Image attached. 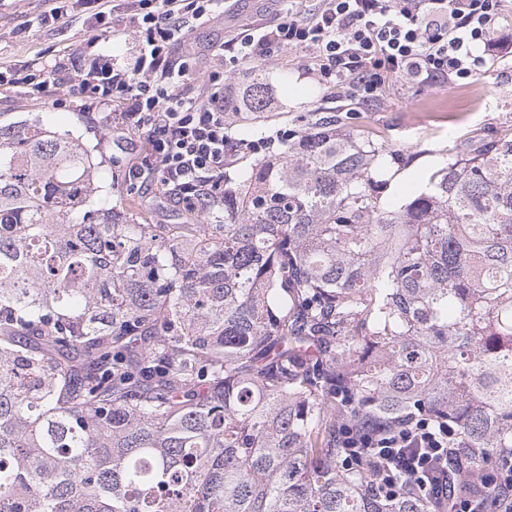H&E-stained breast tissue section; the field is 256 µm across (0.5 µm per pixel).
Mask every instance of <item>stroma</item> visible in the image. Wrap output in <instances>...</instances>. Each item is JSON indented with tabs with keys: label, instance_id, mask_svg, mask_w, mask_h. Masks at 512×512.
<instances>
[{
	"label": "stroma",
	"instance_id": "obj_1",
	"mask_svg": "<svg viewBox=\"0 0 512 512\" xmlns=\"http://www.w3.org/2000/svg\"><path fill=\"white\" fill-rule=\"evenodd\" d=\"M319 6V0H226L223 13L208 24L193 28L176 55L208 58L213 45L240 38L246 29L279 23L291 12L307 20ZM43 7L42 0H0V68L34 59L51 63L85 47L91 32L72 18L65 19L58 29L17 37L19 25ZM264 67L275 84L278 116L263 124L236 125V138H276L279 129L289 126L293 115L321 107L359 113L361 127L383 131L389 145L407 157V166L391 185L403 198L421 187L430 168L455 157L467 136L495 137L512 132V56L489 58L485 68L464 81L413 86L391 80L383 98L370 107L341 98L334 88L320 84L302 67L298 52H285L265 61ZM65 94V88L53 86L42 99L32 100L19 90L0 89V123L37 115L52 129L72 131L93 144L104 169L113 172L112 184L95 197L94 205L111 208L119 200L131 197L122 168L128 155L149 152L148 138L129 133L123 101L114 100L91 118L79 113L75 102L65 101ZM134 197L150 223L198 221L196 215L168 201L159 186Z\"/></svg>",
	"mask_w": 512,
	"mask_h": 512
}]
</instances>
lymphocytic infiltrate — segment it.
Listing matches in <instances>:
<instances>
[{"label": "lymphocytic infiltrate", "instance_id": "f902f5d3", "mask_svg": "<svg viewBox=\"0 0 512 512\" xmlns=\"http://www.w3.org/2000/svg\"><path fill=\"white\" fill-rule=\"evenodd\" d=\"M136 2L142 46L132 64L115 65L101 46L118 4L78 0L92 32L85 49L64 63L31 60L0 71V86L39 95L50 85H67L87 109L124 99L127 127L146 133L153 146L150 157L127 163L126 182L135 190L162 185L190 213L223 198L224 170L237 152L224 125L225 58L254 62L283 50H309V71L340 95L371 104L391 78L418 85L468 79L487 55L512 48L495 37L506 0H321L314 21L292 16L216 50L206 80L198 83L192 63L173 60L172 50L192 26L209 22L223 0ZM455 440L451 427L435 428L415 415L376 436L349 428L338 436L356 458L381 461L387 475L416 482L447 512H512V457L496 461L487 495H465L455 490L459 475L449 459Z\"/></svg>", "mask_w": 512, "mask_h": 512}]
</instances>
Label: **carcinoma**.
<instances>
[{"instance_id": "cac0c4a2", "label": "carcinoma", "mask_w": 512, "mask_h": 512, "mask_svg": "<svg viewBox=\"0 0 512 512\" xmlns=\"http://www.w3.org/2000/svg\"><path fill=\"white\" fill-rule=\"evenodd\" d=\"M262 68L224 113L268 121ZM356 112L238 148L192 231L91 208L101 162L0 124V512H433L336 432L421 414L462 481L512 456V134L470 136L400 205Z\"/></svg>"}]
</instances>
